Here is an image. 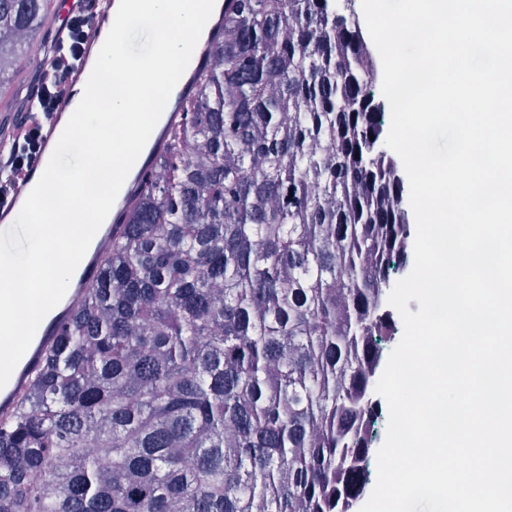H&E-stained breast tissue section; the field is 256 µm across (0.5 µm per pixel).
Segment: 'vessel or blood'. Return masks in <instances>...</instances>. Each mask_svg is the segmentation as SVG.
<instances>
[{
  "mask_svg": "<svg viewBox=\"0 0 512 512\" xmlns=\"http://www.w3.org/2000/svg\"><path fill=\"white\" fill-rule=\"evenodd\" d=\"M85 0H51L50 19L56 39L67 40L68 29L64 23L71 13L84 8ZM119 0H95V26L85 35L80 61L70 68L63 94L57 99L51 121L41 131L40 153L36 162L20 176L14 178L8 200L0 205V230L10 228L17 219L25 199L44 172L57 141L75 110V96L83 89L93 70L99 50L115 19ZM185 99L190 91H183ZM183 103L167 108L153 129L143 151L132 167L131 181L123 201L114 203L109 212L110 220L101 225L93 244L74 272L73 286L43 319L21 360L13 370L8 382L0 387V420L14 416L20 400L28 390L31 376L42 366L46 355L55 347L62 330L70 324L81 306L89 286L99 273L98 258L105 246L111 245L113 235L119 234L128 214L139 200L143 180L154 165L167 155L170 147V132L184 121L186 106Z\"/></svg>",
  "mask_w": 512,
  "mask_h": 512,
  "instance_id": "1",
  "label": "vessel or blood"
}]
</instances>
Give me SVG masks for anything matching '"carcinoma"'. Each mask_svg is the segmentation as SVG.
I'll list each match as a JSON object with an SVG mask.
<instances>
[{
	"label": "carcinoma",
	"mask_w": 512,
	"mask_h": 512,
	"mask_svg": "<svg viewBox=\"0 0 512 512\" xmlns=\"http://www.w3.org/2000/svg\"><path fill=\"white\" fill-rule=\"evenodd\" d=\"M48 0H0V86ZM379 67L336 0H236L14 420L0 512H348L408 261Z\"/></svg>",
	"instance_id": "carcinoma-1"
}]
</instances>
